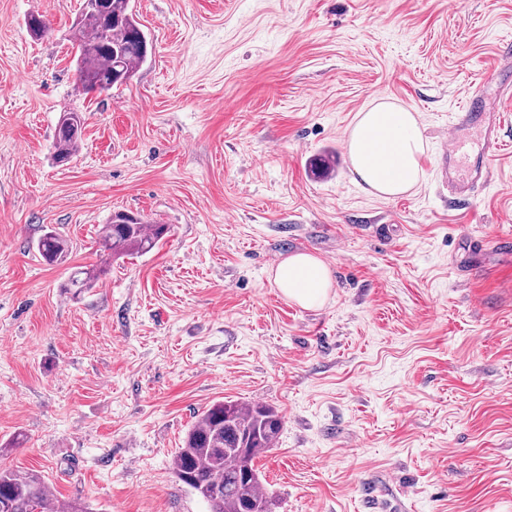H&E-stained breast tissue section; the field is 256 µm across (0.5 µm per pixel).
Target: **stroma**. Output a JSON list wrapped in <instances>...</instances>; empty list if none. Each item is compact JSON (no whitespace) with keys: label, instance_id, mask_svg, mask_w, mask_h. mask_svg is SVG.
I'll return each mask as SVG.
<instances>
[{"label":"stroma","instance_id":"35a3bbf8","mask_svg":"<svg viewBox=\"0 0 512 512\" xmlns=\"http://www.w3.org/2000/svg\"><path fill=\"white\" fill-rule=\"evenodd\" d=\"M131 5L151 53L85 95L80 0H0V469L90 512H207L174 454L237 400L283 418L255 461L272 512H512V252L475 246L512 233V99L473 200L436 165L512 0ZM381 100L425 139L423 181L392 199L361 188L347 146ZM74 108L83 141L59 165ZM115 211L170 232L64 290ZM49 229L69 243L53 266ZM299 252L332 271L321 308L269 278ZM84 124L85 118L82 112L73 109L63 113L56 131L54 157L57 163L61 160L69 162L78 151L82 142ZM37 251L41 259L48 265L62 261L68 252V243L55 232H47L37 242Z\"/></svg>","mask_w":512,"mask_h":512}]
</instances>
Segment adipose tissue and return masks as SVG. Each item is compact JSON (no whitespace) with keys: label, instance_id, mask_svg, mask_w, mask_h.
<instances>
[{"label":"adipose tissue","instance_id":"ef3b65f1","mask_svg":"<svg viewBox=\"0 0 512 512\" xmlns=\"http://www.w3.org/2000/svg\"><path fill=\"white\" fill-rule=\"evenodd\" d=\"M424 148L415 114L385 101L358 113L348 135V151L359 184L383 198L402 195L421 184ZM271 278L285 297L307 309L322 307L333 288L327 265L306 253L283 259Z\"/></svg>","mask_w":512,"mask_h":512}]
</instances>
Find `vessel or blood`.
Listing matches in <instances>:
<instances>
[{
	"label": "vessel or blood",
	"instance_id": "b4317fda",
	"mask_svg": "<svg viewBox=\"0 0 512 512\" xmlns=\"http://www.w3.org/2000/svg\"><path fill=\"white\" fill-rule=\"evenodd\" d=\"M498 56L500 67L492 69L481 84L472 90L466 100V107L458 117L459 124L473 126L480 130L483 138L481 150L469 163L467 169H460L458 154L460 145L455 134L443 139L437 165L442 184L456 200H472L478 188L484 185L489 176L491 150L499 142L502 126L500 113L488 108L490 98L512 96V42L501 43Z\"/></svg>",
	"mask_w": 512,
	"mask_h": 512
}]
</instances>
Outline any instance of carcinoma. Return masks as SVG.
Returning <instances> with one entry per match:
<instances>
[{"label": "carcinoma", "instance_id": "obj_1", "mask_svg": "<svg viewBox=\"0 0 512 512\" xmlns=\"http://www.w3.org/2000/svg\"><path fill=\"white\" fill-rule=\"evenodd\" d=\"M78 81L87 95L121 85L134 75L149 53L147 40L130 0H82L73 25ZM82 112L63 113L55 142V160H70L82 142ZM169 231L118 211L102 225L100 244L112 256H142ZM37 251L48 265L65 257L68 243L54 232L44 234ZM106 273L92 265L72 272L65 287L91 288ZM282 428L278 412L261 403L219 400L202 412L174 455L176 478L199 496L208 512H271L254 460L274 447ZM0 512H90L77 501L52 500L48 483L33 472L0 469Z\"/></svg>", "mask_w": 512, "mask_h": 512}]
</instances>
